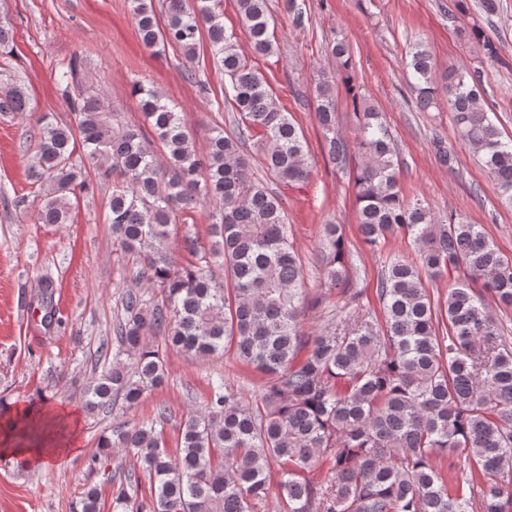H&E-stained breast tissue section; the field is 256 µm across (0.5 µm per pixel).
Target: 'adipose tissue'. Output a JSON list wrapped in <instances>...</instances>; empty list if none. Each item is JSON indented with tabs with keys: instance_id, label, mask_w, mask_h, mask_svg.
Returning a JSON list of instances; mask_svg holds the SVG:
<instances>
[{
	"instance_id": "obj_1",
	"label": "adipose tissue",
	"mask_w": 512,
	"mask_h": 512,
	"mask_svg": "<svg viewBox=\"0 0 512 512\" xmlns=\"http://www.w3.org/2000/svg\"><path fill=\"white\" fill-rule=\"evenodd\" d=\"M24 412L31 425L42 434L40 444L31 448L15 447L9 432L0 433V456L19 463L23 468L33 469L63 462L76 452L79 445L75 425L58 429L57 416L42 407H25Z\"/></svg>"
}]
</instances>
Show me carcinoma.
I'll return each instance as SVG.
<instances>
[{"label":"carcinoma","mask_w":512,"mask_h":512,"mask_svg":"<svg viewBox=\"0 0 512 512\" xmlns=\"http://www.w3.org/2000/svg\"><path fill=\"white\" fill-rule=\"evenodd\" d=\"M243 27L258 55L273 52L266 0H238ZM142 43L173 44L188 58L207 37L214 66L239 114L231 134L212 131L197 150L182 110L141 82L132 85L141 111L162 145L158 157L137 128L111 116L105 97L80 80L73 58L58 76L76 126L33 113L24 84L0 89V112L35 119L40 132L28 173L38 188L40 224H67L89 192V170L112 181L109 223L122 250L139 263L137 279L161 293L146 309L140 293L123 300L119 337L133 351L127 362L104 364L81 388L89 413L120 399L132 408L164 382L159 351L145 330L163 329L168 347L195 357L235 351L263 374L257 398L245 404L219 378L205 409L190 411L170 453L166 408L150 421L109 427L98 439L90 470L121 450L149 482L150 497L135 498L120 483L113 512H255L276 499L278 512H512V350L487 307V296L512 307V258L483 225L452 215L437 221L430 206L405 198L395 171L396 148L383 115L354 93L355 144L361 163L355 184L362 241L376 249L390 237L418 248V260L391 257L378 295L381 317L354 314L341 328L314 336L301 322L302 262L290 241L288 216L278 196L248 177L240 144L256 135L267 145L265 166L289 185L310 177L305 138L280 111L265 78L224 31L223 0H163L164 22L154 0H130ZM461 35L497 57L495 43L475 29ZM13 51V28L0 20V53ZM331 54L343 68L351 50L342 39ZM407 68L417 103L438 107L432 58L420 42ZM455 132L481 157L501 201L512 206V138L489 115L484 88L465 67L448 70L445 85ZM317 116L331 163L346 165L348 144L336 129V94L323 74L314 78ZM209 209L210 251L180 264L170 227L190 209ZM328 285L348 280L342 226L323 225ZM224 269L217 277L212 265ZM463 273L440 301L426 282ZM479 288H474V285ZM465 458L456 468L453 458ZM450 460L453 484L436 459ZM279 466L272 480L271 463ZM329 464L322 486L305 477ZM97 489L88 488L81 512H101Z\"/></svg>","instance_id":"carcinoma-1"}]
</instances>
